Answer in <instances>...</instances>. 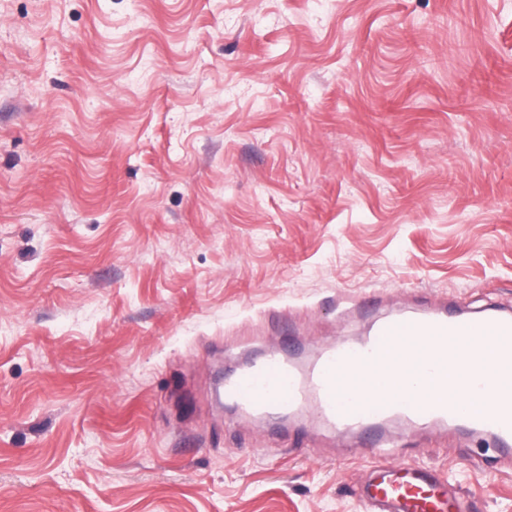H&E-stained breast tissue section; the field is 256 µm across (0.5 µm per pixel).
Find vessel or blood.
<instances>
[{
	"label": "vessel or blood",
	"instance_id": "obj_1",
	"mask_svg": "<svg viewBox=\"0 0 512 512\" xmlns=\"http://www.w3.org/2000/svg\"><path fill=\"white\" fill-rule=\"evenodd\" d=\"M452 366L464 372L454 385L446 380ZM223 392L248 420L304 412L340 436L373 433L365 456L384 443L385 425L398 421L487 435L499 456L511 458L512 309L399 305L372 319L362 338L328 342L309 365L267 351L226 379ZM474 398L483 409L470 408ZM357 496L365 512H469L460 489L437 469L387 458L369 465Z\"/></svg>",
	"mask_w": 512,
	"mask_h": 512
}]
</instances>
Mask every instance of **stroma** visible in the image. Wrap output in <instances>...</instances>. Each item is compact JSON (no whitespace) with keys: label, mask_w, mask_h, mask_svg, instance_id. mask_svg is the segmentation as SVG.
Listing matches in <instances>:
<instances>
[{"label":"stroma","mask_w":512,"mask_h":512,"mask_svg":"<svg viewBox=\"0 0 512 512\" xmlns=\"http://www.w3.org/2000/svg\"><path fill=\"white\" fill-rule=\"evenodd\" d=\"M444 299L512 303V0H0V512H364L224 376ZM387 437L512 512L492 438Z\"/></svg>","instance_id":"1"}]
</instances>
